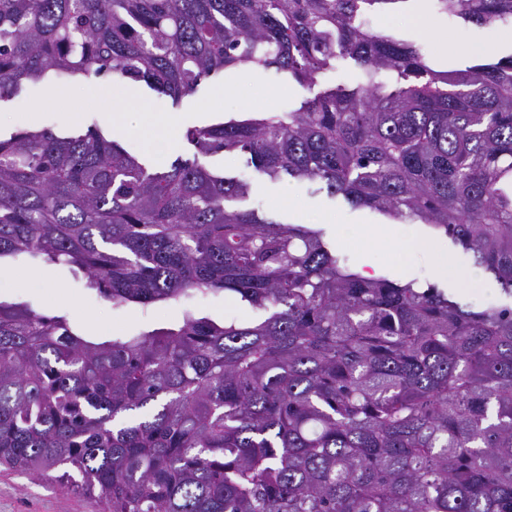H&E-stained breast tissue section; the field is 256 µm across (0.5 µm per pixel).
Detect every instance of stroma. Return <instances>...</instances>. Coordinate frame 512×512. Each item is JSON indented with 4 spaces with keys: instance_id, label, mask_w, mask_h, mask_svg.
Returning a JSON list of instances; mask_svg holds the SVG:
<instances>
[{
    "instance_id": "obj_1",
    "label": "stroma",
    "mask_w": 512,
    "mask_h": 512,
    "mask_svg": "<svg viewBox=\"0 0 512 512\" xmlns=\"http://www.w3.org/2000/svg\"><path fill=\"white\" fill-rule=\"evenodd\" d=\"M418 14L433 22L434 36L416 30L413 18ZM371 22L404 42L423 46L441 70L460 68L476 60L494 62L512 54L511 31H494L476 24L456 26L446 16L433 13L428 0H399L398 4L372 14ZM360 80L359 68L347 60L337 62L335 70L322 75L309 89L270 71L244 69L227 78H208L195 94L177 101L143 85L138 91L140 100L153 111L190 116L195 124L206 125L232 118L241 120L273 109L287 111L325 90L338 85L351 88ZM228 82L239 86V94L217 100V93H222ZM90 89V84L80 79L63 82L51 90L40 83L26 85L18 97L0 103V136L6 138L19 130L46 127L62 132L73 125L101 122L103 107L90 96ZM120 141L132 144L140 158L158 168L168 166L176 158L194 155L193 146L182 137L164 151L158 150L150 138L124 135ZM248 160V154L240 151L217 152L202 159L211 171L248 182L247 194L229 201V208L255 210L285 224L323 230L356 268L379 276L417 278L455 293L464 302L505 305L512 301L488 280L464 284L463 275L473 268L471 257L453 250L448 239L429 225L395 222L399 247L394 251L365 246L356 235L344 236L343 227H379L386 223V216L369 208L351 206L343 197L330 195L306 181L271 179L256 172ZM287 191L293 194V204L281 201ZM0 299L26 301L38 311L66 315L71 324L97 341L166 325L179 320L182 314L181 307L172 303L145 308L112 306L83 288L67 271L53 266L17 264L12 271H0ZM0 512H102V505L96 498L74 495L51 479L0 469Z\"/></svg>"
}]
</instances>
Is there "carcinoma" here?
<instances>
[{"label": "carcinoma", "mask_w": 512, "mask_h": 512, "mask_svg": "<svg viewBox=\"0 0 512 512\" xmlns=\"http://www.w3.org/2000/svg\"><path fill=\"white\" fill-rule=\"evenodd\" d=\"M402 0H0V101L26 81L143 82L174 100L240 69L303 88L258 118L192 125L146 167L96 125L0 138V260L67 269L166 327L95 342L0 300V465L106 512H512V305L366 277L319 229L230 211L199 160L256 169L430 225L512 298V54L437 70L375 29ZM512 30V0H431ZM392 77L386 88L381 77ZM222 293L267 312L201 316Z\"/></svg>", "instance_id": "cac0c4a2"}]
</instances>
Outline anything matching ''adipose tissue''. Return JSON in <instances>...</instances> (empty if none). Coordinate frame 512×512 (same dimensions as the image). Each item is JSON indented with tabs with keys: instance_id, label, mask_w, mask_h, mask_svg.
<instances>
[{
	"instance_id": "1",
	"label": "adipose tissue",
	"mask_w": 512,
	"mask_h": 512,
	"mask_svg": "<svg viewBox=\"0 0 512 512\" xmlns=\"http://www.w3.org/2000/svg\"><path fill=\"white\" fill-rule=\"evenodd\" d=\"M95 93L111 99L114 105L111 112L105 113V121L131 133L149 137L160 130L166 137L171 138L187 122L183 116L171 117L151 112L135 97L134 90L129 85L115 90L103 85L96 88Z\"/></svg>"
}]
</instances>
